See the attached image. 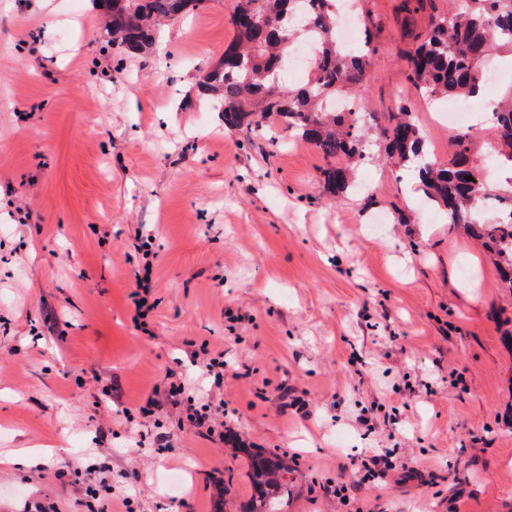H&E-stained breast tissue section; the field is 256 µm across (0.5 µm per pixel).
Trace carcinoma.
<instances>
[{
	"label": "carcinoma",
	"mask_w": 512,
	"mask_h": 512,
	"mask_svg": "<svg viewBox=\"0 0 512 512\" xmlns=\"http://www.w3.org/2000/svg\"><path fill=\"white\" fill-rule=\"evenodd\" d=\"M304 5L307 22L301 35L312 38L316 54L312 75L293 89L278 79L288 66V43L293 40V3ZM455 14L430 16L424 40L406 57V76L429 101L447 96H476L481 74L492 52L512 49V0H461ZM203 0H124L117 10L104 8L105 33L112 44L131 57L153 44L155 28L199 8ZM336 0H233L230 21L234 39L224 46L221 61L198 88L216 98L224 112V128L251 134L262 119L277 115L312 144L327 160L320 171L325 190L333 196L354 188L353 168L342 163L363 159L364 125L357 112L336 102L351 98L370 78V41L352 51L336 40ZM495 151L492 166L512 168V99L494 113ZM387 158L411 166L426 201L448 212L451 224L463 225L483 249L495 257L502 280L512 288V189L504 196L487 193L486 168L468 157L470 134L451 131L456 147L446 164L427 157L417 125L403 109L379 128ZM472 180H466V177ZM494 200L498 220L480 221L476 213ZM296 469L288 456L256 451L250 456L253 495L242 512H282L288 483Z\"/></svg>",
	"instance_id": "cac0c4a2"
}]
</instances>
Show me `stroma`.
Here are the masks:
<instances>
[{"label": "stroma", "instance_id": "1", "mask_svg": "<svg viewBox=\"0 0 512 512\" xmlns=\"http://www.w3.org/2000/svg\"><path fill=\"white\" fill-rule=\"evenodd\" d=\"M231 3L124 58L92 0H0V512H241L256 450L294 461L288 512H512V289L375 129L336 197L286 123L225 130L197 84L234 36ZM362 5L358 102L382 124L406 107L448 161L442 106L404 56L458 0ZM141 226L159 253L145 332L127 304ZM205 343L222 385L190 362ZM173 381L223 406L227 442L167 401L140 412ZM285 384L305 412L282 408ZM371 454L392 469L336 496Z\"/></svg>", "mask_w": 512, "mask_h": 512}]
</instances>
